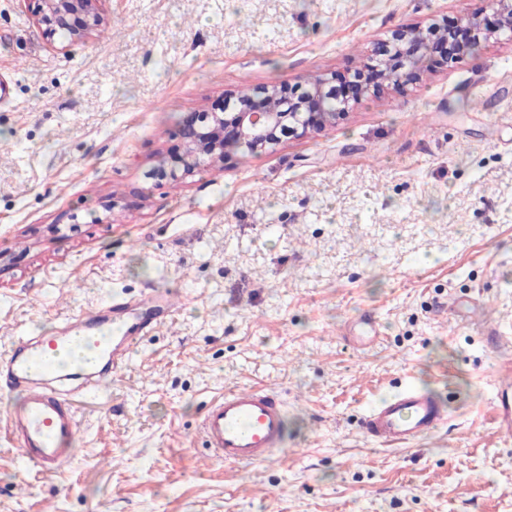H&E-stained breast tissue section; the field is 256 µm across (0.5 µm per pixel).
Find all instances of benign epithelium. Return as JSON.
Returning <instances> with one entry per match:
<instances>
[{"label": "benign epithelium", "mask_w": 512, "mask_h": 512, "mask_svg": "<svg viewBox=\"0 0 512 512\" xmlns=\"http://www.w3.org/2000/svg\"><path fill=\"white\" fill-rule=\"evenodd\" d=\"M38 24L54 35L67 36L69 42H83L107 24L102 8L104 0H38ZM487 6L498 16L497 24L485 27L478 13H466L461 23L476 32L471 46H480L503 33L512 34V0H488ZM436 33L448 39L446 27L431 24L397 32L393 41L375 50L379 58L382 82L361 89L357 99L378 94L390 83H410L420 77L421 60L431 57L444 65L448 58L433 55L427 35ZM335 78L318 75L307 79L305 86L291 89L268 85L255 90L250 105L240 106L237 94L224 95V111L194 112L181 121L183 153L166 159L158 174L179 182L201 165H224L233 151L258 155L282 141L283 134L305 136L317 132L343 116L348 105L336 93Z\"/></svg>", "instance_id": "7a95c632"}]
</instances>
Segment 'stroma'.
<instances>
[{
    "instance_id": "stroma-1",
    "label": "stroma",
    "mask_w": 512,
    "mask_h": 512,
    "mask_svg": "<svg viewBox=\"0 0 512 512\" xmlns=\"http://www.w3.org/2000/svg\"><path fill=\"white\" fill-rule=\"evenodd\" d=\"M36 7L0 0V352L125 297L182 307L83 390L59 472L0 439V512H512L493 422L512 353L485 334L512 323L511 40L266 153L155 173L180 118L225 93L349 75L394 31L485 0H105L106 27L71 47ZM255 384L284 404L285 450L208 461L205 404ZM408 384L444 423L403 448L364 435Z\"/></svg>"
}]
</instances>
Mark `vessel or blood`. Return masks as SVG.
<instances>
[{
  "mask_svg": "<svg viewBox=\"0 0 512 512\" xmlns=\"http://www.w3.org/2000/svg\"><path fill=\"white\" fill-rule=\"evenodd\" d=\"M176 312L173 299L152 291L135 302H124L113 314L69 319L60 331L35 340L19 339L0 354V386L22 392L19 406L0 419V433L15 442L29 467L40 474L61 469L78 439L77 393H64L57 382L69 379L66 366L54 359L56 351L80 338L93 343L103 373L85 374V381L111 382L135 347L153 329ZM111 335H101L104 324ZM494 416L500 431L512 434V378L496 384ZM446 419L440 399L414 386L375 406L361 426L367 437L388 446L402 447L436 430ZM211 459L232 464L268 460L285 442V412L280 397L262 385L228 387L210 399L200 423Z\"/></svg>",
  "mask_w": 512,
  "mask_h": 512,
  "instance_id": "1",
  "label": "vessel or blood"
}]
</instances>
